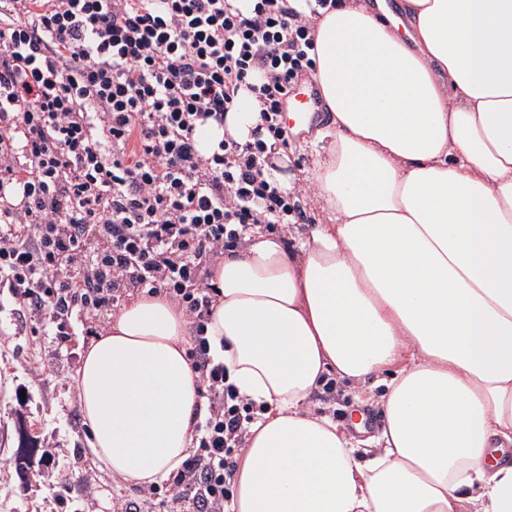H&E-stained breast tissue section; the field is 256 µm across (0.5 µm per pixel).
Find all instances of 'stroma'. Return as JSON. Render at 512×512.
I'll use <instances>...</instances> for the list:
<instances>
[{
    "mask_svg": "<svg viewBox=\"0 0 512 512\" xmlns=\"http://www.w3.org/2000/svg\"><path fill=\"white\" fill-rule=\"evenodd\" d=\"M286 154L287 173L301 189L303 218L286 230L297 240L324 220L309 182L319 156L311 136L302 131L290 132ZM19 309L11 296L0 295V512H113L115 503L135 499L138 489L112 477L88 452L75 377L80 344L91 335L74 318L69 340L58 343L45 327L21 324ZM36 366L42 372L35 377L31 370ZM379 394L376 388L358 392L330 374L315 390L313 402L317 413L329 415L341 431L362 441L385 423ZM364 413L373 421L359 433L354 424ZM21 420L31 436L46 442L52 468H44L37 457L27 473L16 470V428ZM87 483L97 489L90 498L82 494Z\"/></svg>",
    "mask_w": 512,
    "mask_h": 512,
    "instance_id": "1",
    "label": "stroma"
}]
</instances>
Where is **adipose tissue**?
Here are the masks:
<instances>
[{
  "mask_svg": "<svg viewBox=\"0 0 512 512\" xmlns=\"http://www.w3.org/2000/svg\"><path fill=\"white\" fill-rule=\"evenodd\" d=\"M336 0L315 20L332 124L326 215L288 244L252 232L211 269L210 353L261 405L230 512H512V0ZM246 99L198 147L250 140ZM191 322L140 293L80 355L90 451L133 486L189 457ZM374 376L386 423L354 445L309 400Z\"/></svg>",
  "mask_w": 512,
  "mask_h": 512,
  "instance_id": "adipose-tissue-1",
  "label": "adipose tissue"
}]
</instances>
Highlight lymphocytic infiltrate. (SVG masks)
<instances>
[{
    "label": "lymphocytic infiltrate",
    "instance_id": "1",
    "mask_svg": "<svg viewBox=\"0 0 512 512\" xmlns=\"http://www.w3.org/2000/svg\"><path fill=\"white\" fill-rule=\"evenodd\" d=\"M252 2L0 0V288L60 337L72 314L102 326L143 290L193 323L202 433L165 488L115 512H224L255 419L210 354L208 276L256 226L301 218L273 158L315 31L289 0ZM244 90L260 104L252 141L201 154L198 129L223 124Z\"/></svg>",
    "mask_w": 512,
    "mask_h": 512
}]
</instances>
